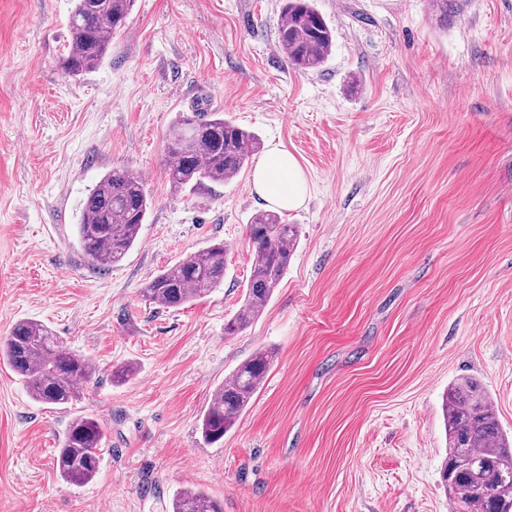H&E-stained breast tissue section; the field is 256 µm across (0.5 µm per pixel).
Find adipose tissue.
Segmentation results:
<instances>
[{"label":"adipose tissue","mask_w":512,"mask_h":512,"mask_svg":"<svg viewBox=\"0 0 512 512\" xmlns=\"http://www.w3.org/2000/svg\"><path fill=\"white\" fill-rule=\"evenodd\" d=\"M251 185L258 198L282 210L300 207L308 192L304 170L296 158L278 144L256 165Z\"/></svg>","instance_id":"obj_1"}]
</instances>
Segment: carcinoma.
Here are the masks:
<instances>
[{"instance_id": "carcinoma-1", "label": "carcinoma", "mask_w": 512, "mask_h": 512, "mask_svg": "<svg viewBox=\"0 0 512 512\" xmlns=\"http://www.w3.org/2000/svg\"><path fill=\"white\" fill-rule=\"evenodd\" d=\"M134 0H75L69 16L73 42L61 62L69 76H79L106 57L112 37L126 28ZM278 44L288 64L315 70L332 50V33L313 0H284ZM260 140L224 117L222 112L179 114L165 153V174L177 190L210 182H228L240 174ZM150 209L141 177L127 169H112L90 189L78 224L83 254L93 265L120 262L138 240ZM254 249L248 288L240 310L224 323V335L246 329L265 309L280 285L296 250L298 229L282 224L269 211L256 214L248 225ZM227 245L213 243L152 275L144 296L165 309L179 308L211 292L224 280ZM0 360L22 379L34 399L66 406L78 386L95 372L90 357L66 348L50 328L32 320L17 322L0 342ZM272 354L259 350L244 361L214 393L201 420L208 443L224 439L260 390ZM448 438V460L442 482L453 512H512V439L502 430L493 402L481 382L464 377L454 382L442 403ZM106 442L103 421L74 418L57 448L56 469L75 484L93 480L100 469ZM172 512H222L201 492L182 491Z\"/></svg>"}]
</instances>
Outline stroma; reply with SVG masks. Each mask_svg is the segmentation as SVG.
<instances>
[{
    "label": "stroma",
    "mask_w": 512,
    "mask_h": 512,
    "mask_svg": "<svg viewBox=\"0 0 512 512\" xmlns=\"http://www.w3.org/2000/svg\"><path fill=\"white\" fill-rule=\"evenodd\" d=\"M283 0H136L104 61L59 66L73 0H0V341L48 326L96 372L67 407L0 362V512H170L179 490L223 512H451L442 400L472 376L512 434V0H315L333 34L313 71L285 59ZM221 112L282 145L309 196L263 313L235 336L265 204L251 168L173 189L169 128ZM144 181L139 241L109 267L76 240L106 172ZM221 241L224 283L168 310L148 279ZM253 402L208 444L217 387L257 350ZM133 365L127 381L113 372ZM106 426L86 484L56 472L71 420Z\"/></svg>",
    "instance_id": "1"
}]
</instances>
